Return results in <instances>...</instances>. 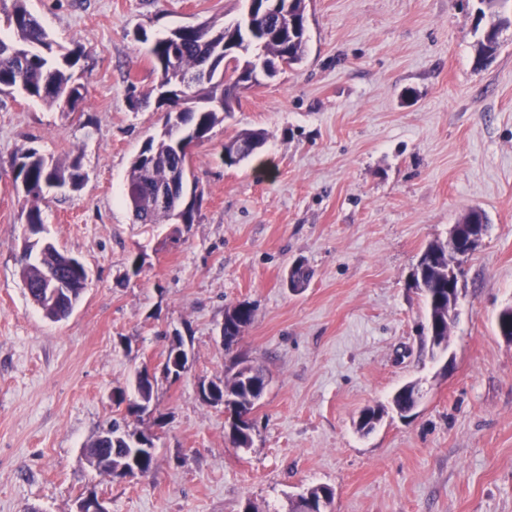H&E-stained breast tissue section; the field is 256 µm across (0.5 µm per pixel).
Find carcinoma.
Listing matches in <instances>:
<instances>
[{
    "label": "carcinoma",
    "mask_w": 512,
    "mask_h": 512,
    "mask_svg": "<svg viewBox=\"0 0 512 512\" xmlns=\"http://www.w3.org/2000/svg\"><path fill=\"white\" fill-rule=\"evenodd\" d=\"M509 0H479L477 20L491 18L484 27L479 41V57L491 56L499 45L502 29L512 23L505 16L503 7ZM291 11L295 16L298 32L288 36V66L299 65L307 52L308 36L305 26V0H292ZM9 35L0 37V91L19 90L32 99L62 113L77 112L82 108L86 91L76 82L72 68L83 56L81 47L64 50L52 40L39 20L28 10L26 0H11V9L6 15ZM135 38L150 44L149 54L157 84L153 90L160 93V105L167 108L184 106V122L189 124L196 136L204 140L211 130L224 121V108L215 106L224 100L228 90L237 82L240 60L227 58L224 43H241L248 38L247 21L225 26L216 20L202 22L196 26H179L162 36L151 37L140 29ZM254 140H265L261 130L241 132L224 144V150L232 147L245 149ZM191 167V155L180 147L176 140L159 132L148 136L139 152L130 163L124 200L137 224H162L169 221V212L157 210L150 205L153 193L167 182V174L179 167ZM11 167L18 179L38 188L45 184H71L81 187L85 175L79 157L69 162L47 159L36 148L25 153L18 150L12 157ZM44 195L38 191L30 195V206L25 214V223L36 226L43 223L40 203ZM63 255L55 248L46 255L28 260L20 268L22 282L33 297H38L42 267L60 263ZM448 264L441 260L433 265H421L416 269V281L425 292L428 316L438 319L435 336L436 347L444 351L448 347ZM61 279L67 295L62 302L50 307L49 314L57 320L67 317L81 298L85 279L75 271L61 270ZM224 316L234 324L247 325L253 317V307L240 302L227 308ZM250 376L243 378L237 371L225 375L219 383L224 387V396L239 402L245 411L254 409L257 390L266 382L264 374L254 368ZM412 388L404 385L391 399L392 408L400 415L409 408ZM385 414V408L374 406L367 409L369 418L375 423L357 421V429L368 434L375 429ZM99 457L112 458V468L123 465L134 457L146 477L154 470L155 454L144 452L124 440L106 444L96 449Z\"/></svg>",
    "instance_id": "1"
}]
</instances>
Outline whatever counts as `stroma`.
<instances>
[{
    "label": "stroma",
    "instance_id": "35a3bbf8",
    "mask_svg": "<svg viewBox=\"0 0 512 512\" xmlns=\"http://www.w3.org/2000/svg\"><path fill=\"white\" fill-rule=\"evenodd\" d=\"M475 0H306L305 61L241 94L194 146L202 204L191 224H136L124 187L156 104L130 90L156 76L136 29L161 35L217 19L246 0H28L57 42L80 45L81 114L0 93V512H75L93 494L108 512H293L307 488L331 512H512V26L479 60ZM261 130L250 160L224 166L230 137ZM79 157L78 190L41 204L43 236L80 259L88 285L53 321L30 299L18 256L29 203L11 159L23 147ZM490 229L461 265L448 348L422 340L423 292L411 273L470 209ZM141 269H133V259ZM303 262L305 288L288 286ZM254 307L232 349L225 310ZM191 365L161 374L169 339ZM260 368L251 448L234 447L203 384L234 362ZM157 374L150 414L127 417L115 388ZM416 384L411 417L389 407ZM387 409L369 434L361 410ZM154 436L155 472H99L83 448L113 420Z\"/></svg>",
    "mask_w": 512,
    "mask_h": 512
}]
</instances>
